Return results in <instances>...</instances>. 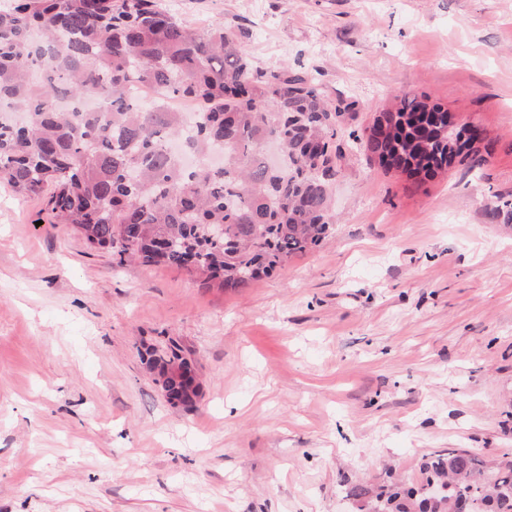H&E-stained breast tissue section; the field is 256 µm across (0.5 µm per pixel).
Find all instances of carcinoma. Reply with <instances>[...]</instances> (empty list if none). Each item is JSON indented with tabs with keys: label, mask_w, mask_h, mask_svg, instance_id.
<instances>
[{
	"label": "carcinoma",
	"mask_w": 512,
	"mask_h": 512,
	"mask_svg": "<svg viewBox=\"0 0 512 512\" xmlns=\"http://www.w3.org/2000/svg\"><path fill=\"white\" fill-rule=\"evenodd\" d=\"M245 38L222 24L199 35L159 0H11L0 9V106L27 120L0 119V182L24 196L49 191L56 220L121 264L176 266L230 289L271 275L333 231L343 113L308 77L255 66ZM85 97L102 111L58 107ZM173 98L196 107L191 122ZM397 100L383 113L388 132L355 137L369 158L425 180L469 156L440 105ZM177 138L201 157L222 150L223 165H181L168 153ZM142 359L169 404H196L176 343ZM424 471L418 487H383L381 512H452L460 496L473 512H512V462L491 468L450 449Z\"/></svg>",
	"instance_id": "1"
}]
</instances>
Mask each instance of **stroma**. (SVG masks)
I'll return each instance as SVG.
<instances>
[{"mask_svg": "<svg viewBox=\"0 0 512 512\" xmlns=\"http://www.w3.org/2000/svg\"><path fill=\"white\" fill-rule=\"evenodd\" d=\"M244 29L344 118L338 222L235 290L117 264L0 182V512H368L356 484L420 483L450 449L512 460V0H160ZM485 137L413 182L356 138L397 95ZM175 339L195 407L140 361Z\"/></svg>", "mask_w": 512, "mask_h": 512, "instance_id": "stroma-1", "label": "stroma"}]
</instances>
